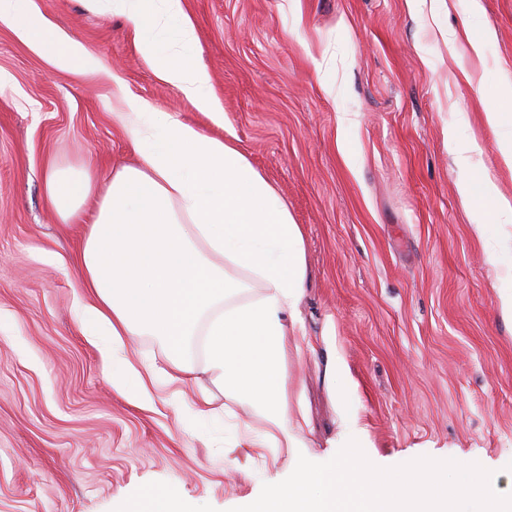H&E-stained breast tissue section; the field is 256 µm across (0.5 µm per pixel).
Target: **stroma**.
<instances>
[{
	"label": "stroma",
	"mask_w": 512,
	"mask_h": 512,
	"mask_svg": "<svg viewBox=\"0 0 512 512\" xmlns=\"http://www.w3.org/2000/svg\"><path fill=\"white\" fill-rule=\"evenodd\" d=\"M446 2L183 0L220 127L157 78L116 0L31 4L93 69L50 64L0 22V512H133L159 486L230 512L297 462L201 438L184 408L198 384L179 404L166 387L133 403L83 332V230L48 205L44 177L53 164L101 183L137 164L114 118L130 98L236 146L303 228L287 375L308 459L352 437L376 466L476 462L512 492V224L476 232L448 151L449 130L476 138L473 174L512 199L506 131L484 121L512 80V0ZM464 22L495 30L482 57Z\"/></svg>",
	"instance_id": "1"
}]
</instances>
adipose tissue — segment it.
Masks as SVG:
<instances>
[{"label":"adipose tissue","mask_w":512,"mask_h":512,"mask_svg":"<svg viewBox=\"0 0 512 512\" xmlns=\"http://www.w3.org/2000/svg\"><path fill=\"white\" fill-rule=\"evenodd\" d=\"M137 47L162 81L175 87L214 123L224 121L208 73L195 62L193 24L183 0H118ZM0 21L17 23L48 60L78 69L91 61L61 35L29 0H0ZM114 118L140 158L107 180L87 225L80 263L90 301L80 318L106 360L114 387L146 402L158 385L190 380L185 353L204 340L215 391L256 406L272 424L244 433L237 447H296L288 435V327L305 283L303 233L287 204L235 147L174 119L149 102L132 100ZM94 190L89 172L49 168L48 204L78 220ZM463 198L498 224L512 223V201L490 180ZM149 333L166 348L167 368L135 367L126 339Z\"/></svg>","instance_id":"obj_1"}]
</instances>
